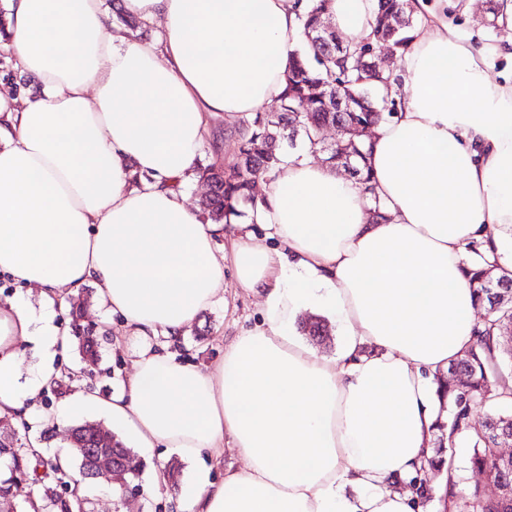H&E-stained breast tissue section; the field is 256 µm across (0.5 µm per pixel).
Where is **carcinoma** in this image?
Instances as JSON below:
<instances>
[{"instance_id":"obj_1","label":"carcinoma","mask_w":512,"mask_h":512,"mask_svg":"<svg viewBox=\"0 0 512 512\" xmlns=\"http://www.w3.org/2000/svg\"><path fill=\"white\" fill-rule=\"evenodd\" d=\"M325 0H312L297 13L301 29L321 26L323 17L319 10ZM377 13L397 16L400 19L394 32L372 31L362 46L350 47V54H342L333 61L322 54L319 47L306 43L294 51L289 59L285 87L268 109L259 112L248 122L240 137L235 164L226 169L215 164L200 168V178L207 181L211 192L201 202L204 222L228 224L230 217L240 218L245 210H257L258 200L252 194L254 180L270 176L277 169L285 147H294L297 137L326 153V162L336 164L338 143L322 145L318 141L319 130L336 122H360L377 124L392 115L386 106L380 105L370 90L390 88L387 82L369 84L366 75L354 66L357 52L388 40L394 54L403 56L412 41L415 29L413 15L407 11L406 0H376ZM344 94L351 102V111L335 112L329 108L336 95ZM472 288L477 293L478 306L485 309L477 330L476 342L462 358L451 363L469 381V389L456 387L455 378L448 377V385L439 386L440 398L448 399V424L440 425V434L447 435L452 446L464 436L471 440L474 454L472 467L483 472L491 481L505 480L512 485V474L505 476L493 459L494 436L492 429L506 428L512 432V413L497 411V406L512 404V386L502 376L501 364L505 354L501 339L512 328V301L490 309L492 289L512 293V270L497 263H484L468 270ZM72 332L78 342L82 359L95 363L100 359L98 339L87 334L80 323V311L71 309ZM489 406L491 412L478 427L470 425L471 412L476 406ZM7 457L12 463L9 476H0V500L10 501L15 512H89V502L80 495L63 497L57 494L54 483L69 477L56 460L24 446L15 437L0 439V458ZM448 478L444 493L446 512H512V499L507 502H490L475 489L467 496L458 492L460 476L453 467L447 468Z\"/></svg>"}]
</instances>
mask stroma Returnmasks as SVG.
<instances>
[{
    "instance_id": "1",
    "label": "stroma",
    "mask_w": 512,
    "mask_h": 512,
    "mask_svg": "<svg viewBox=\"0 0 512 512\" xmlns=\"http://www.w3.org/2000/svg\"><path fill=\"white\" fill-rule=\"evenodd\" d=\"M496 0H473L467 14H454L452 21L458 25L472 42L488 48L504 43L512 35L511 27L492 26V8ZM237 131L229 126L223 116H213L200 148V163L233 165L237 152ZM89 296L83 306V323L95 327L101 344L102 358L97 364L83 362L76 343H68L58 356L61 365V384L46 390L38 405L46 409L61 404L83 390H94L99 395L109 396L126 390L132 373V361L141 347L139 339L125 335L119 317L102 308L96 298L94 286H87ZM262 298L239 288L233 274H226L223 302L202 311L187 328L184 336L170 340L154 336L150 344L160 353L178 357H194L197 363L215 366L224 354V346L242 330L256 325L261 320ZM93 420L103 423V416L92 417L86 413L74 415L69 426L54 428L39 418H30L27 424L9 421L5 433H13L24 442H34L47 455H71L69 428ZM144 468L133 480L134 491L127 498H119L113 492L108 476L84 483L82 493L90 502L91 512H176V503L184 494L193 471L188 462L175 461L163 449L142 454ZM178 466L177 484L156 482L157 472Z\"/></svg>"
}]
</instances>
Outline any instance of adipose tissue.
Returning a JSON list of instances; mask_svg holds the SVG:
<instances>
[{
    "label": "adipose tissue",
    "mask_w": 512,
    "mask_h": 512,
    "mask_svg": "<svg viewBox=\"0 0 512 512\" xmlns=\"http://www.w3.org/2000/svg\"><path fill=\"white\" fill-rule=\"evenodd\" d=\"M373 2L330 0L349 44L371 33ZM409 3L404 94L362 161L385 219L358 180L290 154L250 220L224 225L181 187L211 116L278 98L302 43L296 0H122L160 25L149 44L110 36L102 0H0V41L38 83L0 94V273L42 304L0 305V417L32 414L59 377L56 301L91 285L130 335L175 340L221 301L229 265L263 321L215 368L147 346L127 392L79 393L42 421L93 409L144 450L198 461L179 512H429L436 489L415 479L438 433L435 379L476 340L468 244L512 269V79L449 22L461 0ZM306 311L342 326L335 356L299 338ZM24 343L41 360L23 383ZM228 443L244 467L213 480L202 458Z\"/></svg>",
    "instance_id": "1"
}]
</instances>
